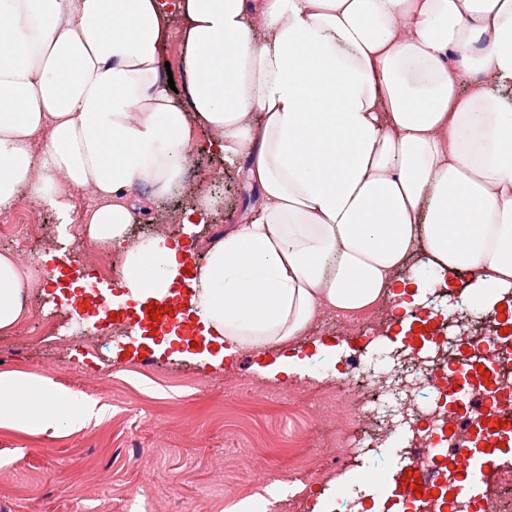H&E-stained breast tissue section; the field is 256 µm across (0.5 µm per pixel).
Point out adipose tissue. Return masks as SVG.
<instances>
[{
	"label": "adipose tissue",
	"mask_w": 512,
	"mask_h": 512,
	"mask_svg": "<svg viewBox=\"0 0 512 512\" xmlns=\"http://www.w3.org/2000/svg\"><path fill=\"white\" fill-rule=\"evenodd\" d=\"M185 20L168 85L169 15ZM258 197L212 243L193 312L225 356L283 347L318 310L388 296L424 254L512 290V0H0V211L25 193L120 251L130 298L183 274L175 238L131 244L138 206L182 188L201 136ZM29 284L0 253V331ZM95 413L49 378L0 372V426L46 432Z\"/></svg>",
	"instance_id": "obj_1"
}]
</instances>
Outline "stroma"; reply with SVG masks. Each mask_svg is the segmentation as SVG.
I'll use <instances>...</instances> for the list:
<instances>
[{
    "label": "stroma",
    "instance_id": "35a3bbf8",
    "mask_svg": "<svg viewBox=\"0 0 512 512\" xmlns=\"http://www.w3.org/2000/svg\"><path fill=\"white\" fill-rule=\"evenodd\" d=\"M192 175L181 193L152 204L128 230L129 240L148 237L152 225L181 215L200 187L221 194L223 205L199 225L187 266L206 260L207 240L252 216L255 191L244 171L221 168L207 142L197 144ZM222 180H214V169ZM69 224L31 195L19 202L35 212L40 231L26 236L0 234V252L34 253L40 269L26 302L55 324L44 341L0 332V371L50 377L75 398L95 401L97 417L84 426H61L56 434L0 427V512H233L247 500L260 512H277L297 494L301 512H327L342 483L358 481L369 456L352 455L350 470L339 475L319 470L293 491L276 490L271 471L300 463L307 439L320 430L314 417L336 375L368 358L376 345L394 346L385 327L374 338L342 333L343 315L325 314L306 335L234 360L219 359L215 342L178 335L169 344L142 333H126L110 319L93 315L97 341L85 349L67 342L69 328L86 290L102 291L106 280L93 268L80 279L67 270L91 241L85 215L96 205L90 193L68 194ZM298 356L322 364L303 403L288 400L291 375L265 379L257 369ZM111 368L110 379H100Z\"/></svg>",
    "mask_w": 512,
    "mask_h": 512
}]
</instances>
